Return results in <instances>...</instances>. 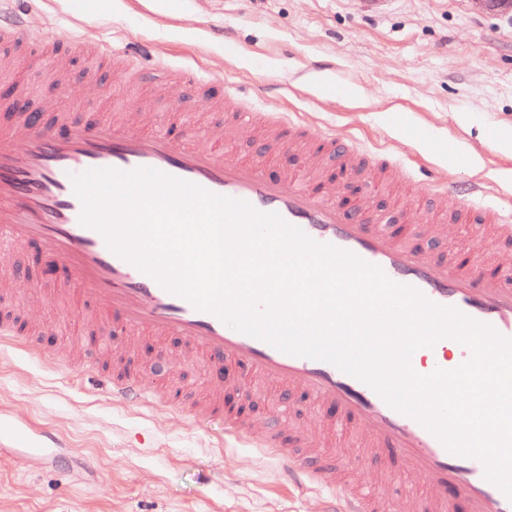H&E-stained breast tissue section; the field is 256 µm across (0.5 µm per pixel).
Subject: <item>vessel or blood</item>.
Here are the masks:
<instances>
[{"label":"vessel or blood","mask_w":512,"mask_h":512,"mask_svg":"<svg viewBox=\"0 0 512 512\" xmlns=\"http://www.w3.org/2000/svg\"><path fill=\"white\" fill-rule=\"evenodd\" d=\"M29 37L24 14L0 19V39ZM45 60L63 84L94 77L90 68L71 72L61 55L49 54ZM44 109L49 119L35 122L18 112L0 125V246L34 244L57 261L85 302L106 300L114 314L113 336L87 338L81 353L83 371L94 374L111 398L139 404L145 395L137 376L100 371L96 358L136 351L146 337L177 338L214 371L228 361L253 379L276 382L281 391L304 392L332 433L356 427L357 452L341 460L320 450L313 432L292 431L280 422L266 433L251 429L249 398L237 404L224 400L225 389L235 388V380H225L190 403L175 387L159 397L167 408H190L197 419L222 420L225 437L281 459L289 480L303 490L323 493L324 512H395L386 488L397 481L410 490L423 486V493L414 498L417 512H512V498L486 479L479 458L452 453L416 418L391 407L368 384L331 363L284 353L233 329L112 252L99 230L81 223L82 205L72 177L90 169L127 173L150 168L212 194L245 201L257 212L278 214L313 241L352 253L379 267L392 282L414 288L426 300L489 325L508 339L511 266L482 252L469 259L433 257L413 240L397 239L383 219L366 218L367 194H360L355 206L342 203L335 176L328 171L309 168L299 175L273 171L260 158L229 160L221 152L198 148L190 125L178 135L167 126L147 132L127 118L75 121L55 100L46 101ZM239 118L244 125L264 130L297 162L312 154L334 155L346 175L362 174L384 185L404 173L398 162L371 156L356 140L337 141L334 132L278 119L267 109L252 106ZM429 188L439 204L431 214L433 223L486 224L495 243H512V215L491 202L483 184H474L464 199L451 186L433 181ZM451 348L458 352L456 364L470 359L467 346L444 337L427 349L433 368L447 369L444 352ZM4 443L28 458L69 472L76 468L54 438L17 427L0 432V445ZM372 458L382 465L379 480L364 484L346 479L347 471Z\"/></svg>","instance_id":"1"}]
</instances>
